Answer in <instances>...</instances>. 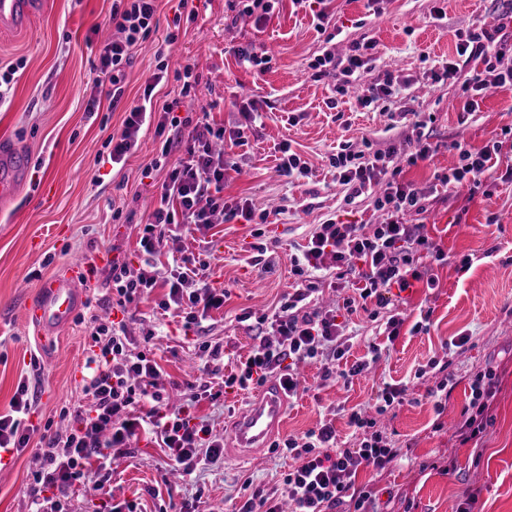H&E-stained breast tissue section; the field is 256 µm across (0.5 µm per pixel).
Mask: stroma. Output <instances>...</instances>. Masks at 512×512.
I'll return each instance as SVG.
<instances>
[{
    "mask_svg": "<svg viewBox=\"0 0 512 512\" xmlns=\"http://www.w3.org/2000/svg\"><path fill=\"white\" fill-rule=\"evenodd\" d=\"M366 0H333V22L340 36L326 39L316 30L312 12L281 0L262 25L242 18L227 0H196L195 20L180 19L178 0H159L156 29L135 51L126 70L124 96L116 109L88 116L85 102L99 75L96 49L89 45L94 31H109L112 0H48L40 17L27 28L0 32V65L22 61L10 92L11 103L0 108V149L20 152L25 165L18 193L0 205V412H7L20 378H31L38 400L31 420L39 431L63 434L67 423L61 408L75 403L86 373L87 321L90 315L113 318L109 266L84 281L85 301L71 325L52 349L35 341L25 319L26 303L40 280L70 260L96 261L112 252L137 275L143 260L137 227L145 223L151 201L165 180L169 165L183 155L177 141L166 166L152 168L160 140L153 131L139 134L138 147L126 161L108 163L106 143L123 129L125 111L137 103L157 71L158 42L169 32L178 39L167 57L163 90L178 98L180 116L197 119L209 112L210 121L233 129L241 116L237 103L254 100L262 118L247 145L234 148L238 170L227 171L224 198L246 201L259 209L279 208L262 239L272 250L270 270L255 265L253 227L215 215L212 224L179 237L164 239L159 249L166 269H173L183 249L199 254L208 265L206 281L226 290L223 308L211 311L202 328L182 331L179 318L154 314L153 302L127 306L123 318L132 352L144 349L143 338L154 328V352L167 390V411H176L188 386L204 374L201 344L221 346L220 373H230L254 344L242 312L273 310L294 285L292 254L306 244L317 224L330 216L348 224L373 221L371 202L360 210L345 206L344 193L328 157L338 141L369 140L372 149L410 135L406 124H394L389 113L413 109L428 113L433 157L404 168V179L425 186L434 171L448 169L455 157L452 141L480 147L502 139L512 123V88L491 90L479 112L466 116L455 86L432 83L440 62L455 58L457 34L473 20L497 25L496 0H389L385 14L375 18ZM373 45V69L363 82L389 72L397 81L391 99L361 109L341 104L330 110L336 95L331 75L315 76L311 63L331 50L344 55L351 42ZM265 48L270 62L259 71L243 64L233 46ZM193 65L199 84L196 95L180 96L176 74ZM292 141L302 159L315 168L312 178L288 183L277 165L283 141ZM427 210L409 214L408 223L448 255L433 267L436 287L415 284L407 291L405 328L394 345H387L374 324L360 323L351 340L349 360L364 356L369 346L381 347L374 373L343 385L322 383L320 365L300 364L302 392L288 402L286 420L273 436L278 450L264 448L253 458H241L225 448L224 461L174 478L162 448L141 435L130 442L135 454L117 457L112 478L102 490L93 484L77 487L76 512H89L98 498L135 504L136 512H179L197 502L200 512H237L244 481L265 489L280 487L295 461L282 443L332 421L342 445H352L351 430L342 411L372 407L383 384L405 388V399L379 424L402 446L401 457L381 472L359 470L356 484L380 490L382 512H456L465 495L479 491L482 512H512V183L489 184L486 192H439L425 201ZM431 310L428 331L411 333L422 310ZM468 337L465 349L451 347L454 337ZM449 362L455 387L443 404L429 395L439 377L430 362ZM496 367L499 383L491 413L493 423L480 444L452 440L451 433L469 402L470 378L486 366ZM246 392L229 391L202 401L198 414L214 434L230 439L235 415ZM453 470H445L446 461ZM35 448L12 455L0 464V512H28L30 479L39 470Z\"/></svg>",
    "mask_w": 512,
    "mask_h": 512,
    "instance_id": "stroma-1",
    "label": "stroma"
}]
</instances>
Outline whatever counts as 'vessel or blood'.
Returning <instances> with one entry per match:
<instances>
[{
	"label": "vessel or blood",
	"mask_w": 512,
	"mask_h": 512,
	"mask_svg": "<svg viewBox=\"0 0 512 512\" xmlns=\"http://www.w3.org/2000/svg\"><path fill=\"white\" fill-rule=\"evenodd\" d=\"M43 10L42 0H0V32L29 24ZM88 277L82 261L70 262L67 272L46 279L25 306V317L36 329L40 344L51 345L56 332L68 326L83 300L81 283ZM287 398L278 382H270L262 395L239 412L231 439L236 447H264L281 426Z\"/></svg>",
	"instance_id": "vessel-or-blood-1"
}]
</instances>
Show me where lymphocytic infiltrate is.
<instances>
[{"label": "lymphocytic infiltrate", "instance_id": "1", "mask_svg": "<svg viewBox=\"0 0 512 512\" xmlns=\"http://www.w3.org/2000/svg\"><path fill=\"white\" fill-rule=\"evenodd\" d=\"M157 0H112V23L119 30L117 39L99 47V79L86 102L88 115L103 107H116L124 94L126 69L138 45L156 28ZM504 19L485 27L473 22L459 33L457 57L433 72V81L456 86L463 101L462 110H479L480 102L494 88L512 87V67H502L506 53L512 51V0H504ZM367 44L352 43L344 56L325 51L314 63L315 68L332 70L336 92L346 95L362 74L372 68ZM161 75L144 88L140 102L130 106L119 136L110 138L108 158L121 163L136 147L140 131L154 126L162 137V155H169L174 144L167 138L170 130L180 129L185 120L177 115V104L157 97L155 85ZM242 126L233 130L213 127L208 118H199L186 142L187 157L175 164L161 185L160 194L142 228L140 246L145 255L136 277L126 275V267L113 261L112 282L116 304L144 301L154 289H165L160 301L162 310L176 313L186 327H200L211 310L224 304V291L203 283L205 262L195 256L183 257L178 269L166 270L159 260L156 244L171 236L175 228L192 225L202 229L212 224L215 214L227 219L242 218L246 223L267 222L268 211H256L249 203H230L224 199V179L228 161L225 153L214 152L213 142L228 147L246 145L245 128L255 123L259 112L253 103L240 106ZM412 134L386 150L365 151L350 141H340L329 164L336 170L346 204L372 200L375 210L384 214L382 223L365 230L360 224H340L327 219L320 225L293 258L291 273L295 288L275 306L261 315L254 327L256 343L250 354L237 362L234 371L222 376L221 388L249 390L276 379L289 395L298 390L295 364L317 361L321 364V381L351 383L369 374L380 353L370 346L368 357L356 360L348 368L339 363L350 351V326L355 317L365 316L374 322L388 341H396L404 319L397 303L403 292L415 282L434 286L426 275L429 264L444 263L442 250L432 248L419 235L416 225L407 222L409 213H423L426 191L401 180L395 160L406 155L408 164L429 160L434 149L426 131L427 124L412 120ZM458 162L437 180L448 192L466 188L477 192L499 160L503 143L496 140L479 149L462 142H452ZM335 279L347 294L334 308L324 310L316 300L327 279ZM91 350L81 384L78 404L62 408L61 419L70 423L66 434H45L39 441L42 465L32 476L31 512H74L71 488L93 479L102 488L112 476L114 455H131L129 440L138 433L151 435L164 448L174 468L191 474L198 466L214 465L224 457V442L212 429L198 422L194 413L197 403L210 397L216 384L202 380L190 384V397L177 412H163L161 368L146 353H132L124 321L90 319ZM498 385V375L486 368L473 375L471 399L461 413L453 433L467 443L481 439L491 426L489 415ZM402 386L384 385L376 398L374 414L353 408L347 413L354 444L337 445L332 423L321 424L298 438L284 443L297 459V467L285 475L281 488L252 490L238 512H282V502H291L293 512H375L374 487L356 486L357 467L379 472L401 454L386 433L377 425L385 415L403 402ZM37 400V390L29 379H21L10 409L0 413V451L21 452L29 447L34 427L29 415Z\"/></svg>", "mask_w": 512, "mask_h": 512}]
</instances>
